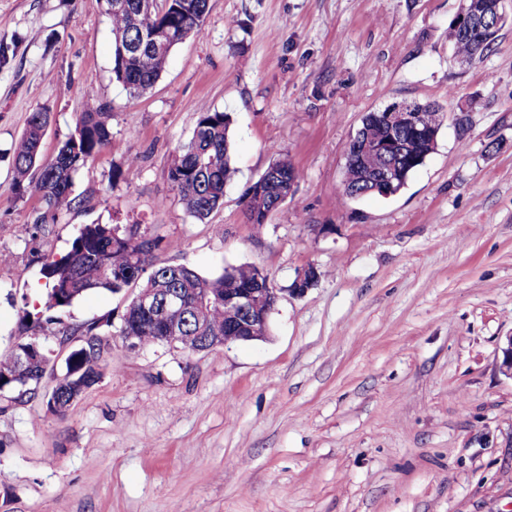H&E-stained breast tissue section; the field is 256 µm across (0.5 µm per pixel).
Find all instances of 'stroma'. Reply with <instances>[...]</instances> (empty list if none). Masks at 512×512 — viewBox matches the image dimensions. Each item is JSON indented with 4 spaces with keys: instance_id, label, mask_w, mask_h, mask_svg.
Returning a JSON list of instances; mask_svg holds the SVG:
<instances>
[{
    "instance_id": "35a3bbf8",
    "label": "stroma",
    "mask_w": 512,
    "mask_h": 512,
    "mask_svg": "<svg viewBox=\"0 0 512 512\" xmlns=\"http://www.w3.org/2000/svg\"><path fill=\"white\" fill-rule=\"evenodd\" d=\"M209 6L133 99L99 0H0L15 49L0 65V355L46 299L44 257L85 224L151 228L159 259L207 278L253 264L282 291L262 340L192 354L109 336L111 365L65 418L47 409L53 376L30 400L0 395V512H512V0L467 63L448 40L461 0ZM91 95L112 144L77 173L74 208L39 227L9 149L46 105L52 156ZM403 101L444 112L434 152L399 194L340 201L362 116ZM203 106L232 119L235 174L201 221L168 171ZM277 150L298 184L258 226L244 194ZM310 264L315 285L285 294ZM125 306L94 292L60 316Z\"/></svg>"
}]
</instances>
